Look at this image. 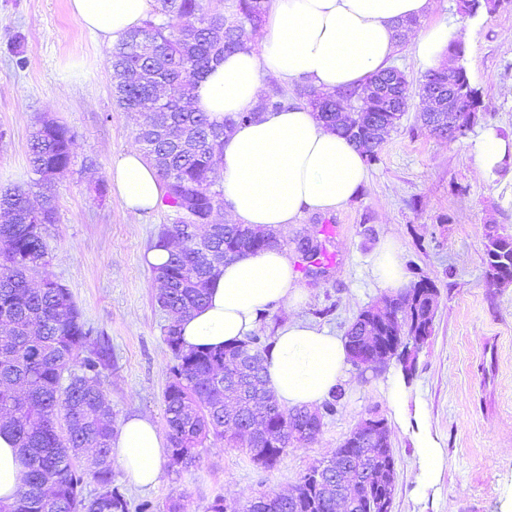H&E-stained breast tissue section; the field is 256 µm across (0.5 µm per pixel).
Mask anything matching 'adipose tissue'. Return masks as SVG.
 I'll use <instances>...</instances> for the list:
<instances>
[{
	"label": "adipose tissue",
	"mask_w": 512,
	"mask_h": 512,
	"mask_svg": "<svg viewBox=\"0 0 512 512\" xmlns=\"http://www.w3.org/2000/svg\"><path fill=\"white\" fill-rule=\"evenodd\" d=\"M154 0H70L84 26L117 43L148 17ZM434 0H270L267 32L258 48L226 55L200 81L195 107L211 121L255 109L265 80L306 84L331 95L364 92L371 76L387 69L401 39L424 69L440 65L450 33L446 23L399 33L402 19L429 15ZM220 173L227 223L281 229L302 210L327 213L354 199L367 179L362 149L325 128L299 103L263 112L225 139ZM111 177L126 206L149 211L160 203L162 182L137 149L116 158ZM379 287L400 291L407 278L392 240L372 258ZM206 303L181 322L185 348L210 350L239 342L259 328V314L277 302L291 305L304 291L280 248L265 249L214 270ZM350 368L344 337L303 319L280 327L266 354L267 381L289 408H312L345 385ZM117 462L141 486L158 483L165 447L152 421L120 425L112 443ZM24 467L11 435L0 433V503L13 502Z\"/></svg>",
	"instance_id": "1"
}]
</instances>
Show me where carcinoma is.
<instances>
[{
    "instance_id": "carcinoma-1",
    "label": "carcinoma",
    "mask_w": 512,
    "mask_h": 512,
    "mask_svg": "<svg viewBox=\"0 0 512 512\" xmlns=\"http://www.w3.org/2000/svg\"><path fill=\"white\" fill-rule=\"evenodd\" d=\"M142 26L130 31L107 52L118 106L126 112L149 114L150 126L137 139L165 188L162 201L174 221L157 241L179 240V248L159 268L156 302L168 317L163 328L174 365L164 392L168 437V467L187 471L199 459V447L212 438L230 448H242L251 460L264 455L271 469L288 449L305 445L320 432L323 419L337 411L345 397L338 387L310 415V410L282 409L268 387L264 355L268 338L249 336L218 350H185L179 342L180 322L206 300L215 267L231 259L284 245L279 231L249 232L239 224H216L214 212L224 205L218 159L224 137L238 125L254 122L259 112H239L217 125L196 110L194 90L224 55L246 48L248 29L266 17L269 0H236L226 14L206 0H156ZM503 0H458L462 16L496 10ZM448 82L444 71H429L420 90L430 95ZM458 90L471 100L475 117L461 122L463 136L478 120L481 92L472 86L465 67L457 76ZM409 81L405 74L385 72L372 79L370 92H340L322 97L297 86L292 99L271 94L264 110L291 102H307L319 118L356 145L368 160L380 161L386 137L405 112ZM74 134L54 121L34 131L29 162L41 189L42 203L30 207L27 193L15 189L0 194V432L8 431L20 448L26 473L13 502L0 512H154L149 500L133 505L112 484V410L102 378L112 368V346L94 335L82 320L72 293L45 279L30 286V275L45 264L44 226L57 223V175L74 158ZM485 275L488 282L512 277V235L491 225L486 232ZM437 289L426 279L413 283L378 305L364 308L347 331L348 342L381 348L399 360L414 336L434 333ZM385 441H370L353 431L330 462L336 475L317 479L322 463L312 465L289 497L279 500L280 512H336V500L351 497L354 512H380L392 505V489L373 480L356 483L368 471L394 464ZM93 451L98 465L86 473L76 462L80 450ZM99 492L84 495L87 479Z\"/></svg>"
}]
</instances>
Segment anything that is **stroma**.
<instances>
[{"instance_id":"stroma-1","label":"stroma","mask_w":512,"mask_h":512,"mask_svg":"<svg viewBox=\"0 0 512 512\" xmlns=\"http://www.w3.org/2000/svg\"><path fill=\"white\" fill-rule=\"evenodd\" d=\"M438 22L464 43L463 64L482 92L477 123L453 142L423 127L424 70L401 44L394 65L408 78L410 98L399 126L384 142L380 162L369 165L358 196L327 216L302 212L282 229L305 296L295 307L272 304L258 330L271 337L288 320L303 318L345 334L361 310L386 294L373 280L370 258L392 239L408 280L428 278L439 291L435 331L407 388L406 420H395L386 396L394 365L353 369L337 413L324 418L312 443L289 449L275 468L209 440L195 467L166 471L152 488L137 486L113 465V484L131 502L147 499L164 512L168 498L180 495L187 512H209L218 497L242 505L289 492L376 414L387 421L396 462L393 512H512V283L489 285L484 265L488 225L512 234V168L482 172L476 161L484 130L512 141V5L469 19L457 0H436L418 26ZM107 49L69 0H0V189L31 187L28 150L36 124L52 120L74 132L73 164L56 179L58 221L46 230L47 262L31 283L49 278L67 286L83 319L110 340L112 368L103 387L113 425L146 415L163 434L174 361L163 336L167 317L143 255L172 213L162 205L132 213L110 181L113 160L137 146L143 117L118 108ZM328 224L333 233H325ZM301 237L333 255L324 273H312L298 252ZM425 436L444 451L429 488L417 481Z\"/></svg>"}]
</instances>
